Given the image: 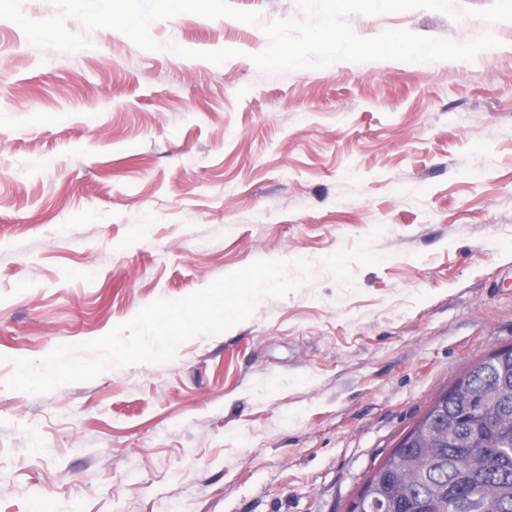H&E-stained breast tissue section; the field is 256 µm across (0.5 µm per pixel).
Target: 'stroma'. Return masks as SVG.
Instances as JSON below:
<instances>
[{"label": "stroma", "instance_id": "stroma-1", "mask_svg": "<svg viewBox=\"0 0 512 512\" xmlns=\"http://www.w3.org/2000/svg\"><path fill=\"white\" fill-rule=\"evenodd\" d=\"M493 3L347 18L362 39H498L470 61L276 74L252 61L264 32L227 16L155 21L181 59L75 18L97 54L40 48L0 18V512H348L433 400L512 347V21L479 18ZM260 256L296 289L172 360L4 388L15 360Z\"/></svg>", "mask_w": 512, "mask_h": 512}]
</instances>
